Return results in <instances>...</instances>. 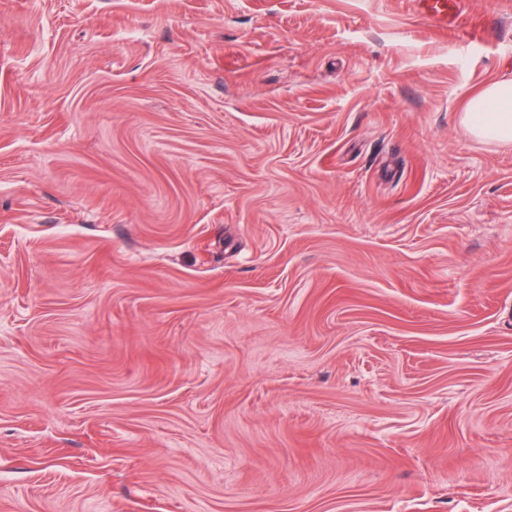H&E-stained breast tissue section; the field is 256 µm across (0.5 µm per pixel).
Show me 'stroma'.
Listing matches in <instances>:
<instances>
[{"mask_svg": "<svg viewBox=\"0 0 512 512\" xmlns=\"http://www.w3.org/2000/svg\"><path fill=\"white\" fill-rule=\"evenodd\" d=\"M512 0H0V512H512ZM417 15L432 21L438 28L448 30L456 26L460 14V0H412ZM463 123L477 138L512 145V79L494 82L473 97Z\"/></svg>", "mask_w": 512, "mask_h": 512, "instance_id": "1", "label": "stroma"}]
</instances>
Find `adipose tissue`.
Listing matches in <instances>:
<instances>
[{"label":"adipose tissue","instance_id":"1","mask_svg":"<svg viewBox=\"0 0 512 512\" xmlns=\"http://www.w3.org/2000/svg\"><path fill=\"white\" fill-rule=\"evenodd\" d=\"M463 123L477 138L512 145V79L492 83L473 97Z\"/></svg>","mask_w":512,"mask_h":512}]
</instances>
